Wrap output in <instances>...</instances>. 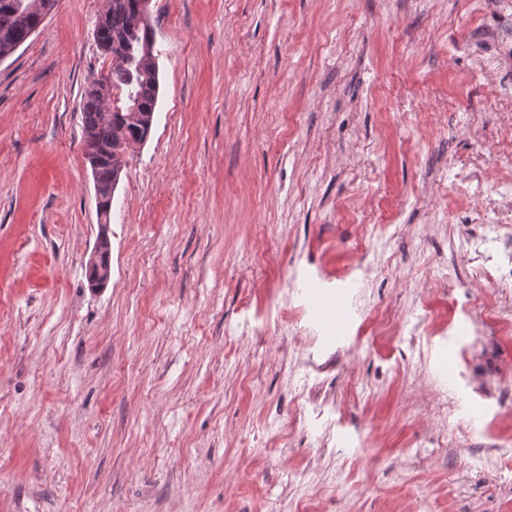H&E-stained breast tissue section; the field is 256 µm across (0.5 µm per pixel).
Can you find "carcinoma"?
I'll return each instance as SVG.
<instances>
[{
	"label": "carcinoma",
	"instance_id": "obj_1",
	"mask_svg": "<svg viewBox=\"0 0 512 512\" xmlns=\"http://www.w3.org/2000/svg\"><path fill=\"white\" fill-rule=\"evenodd\" d=\"M50 3L55 0H0V55L24 40L27 32L50 14ZM97 44L103 57L118 58L106 70L109 89L120 90L125 96L132 91L141 92V102L135 111L129 110L124 101L112 106L89 86L81 94L84 155L88 162H97L95 179L102 194L97 210L108 218L124 157L127 151L142 144L148 116L156 109L159 76L154 64V29L142 19L133 0H107Z\"/></svg>",
	"mask_w": 512,
	"mask_h": 512
}]
</instances>
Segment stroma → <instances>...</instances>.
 Returning a JSON list of instances; mask_svg holds the SVG:
<instances>
[{
	"label": "stroma",
	"mask_w": 512,
	"mask_h": 512,
	"mask_svg": "<svg viewBox=\"0 0 512 512\" xmlns=\"http://www.w3.org/2000/svg\"><path fill=\"white\" fill-rule=\"evenodd\" d=\"M105 8L0 60V512H512V331L459 251L512 239L470 199L512 196V0H151L104 224ZM107 0L104 22L99 30L97 44L104 60L112 54L106 71L93 80L95 89L121 90L127 98L130 92H141V102L134 103L131 111L126 100L118 107L106 102L99 91L86 87L81 94V114L84 131V155L95 168V179L102 194L97 205L99 214L109 220L112 209V191L122 172L127 151L143 142L148 116L154 113L158 101L159 76L155 59V32L150 20V0ZM114 57L118 61L114 62ZM106 72L105 80L103 73ZM157 94L155 97V91ZM153 111V112H151ZM112 157V163L110 161Z\"/></svg>",
	"instance_id": "35a3bbf8"
}]
</instances>
